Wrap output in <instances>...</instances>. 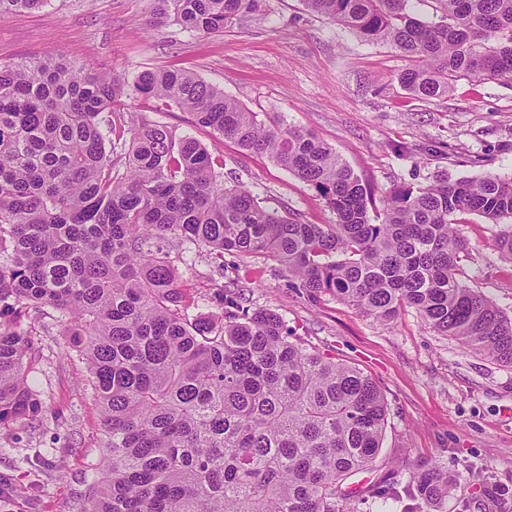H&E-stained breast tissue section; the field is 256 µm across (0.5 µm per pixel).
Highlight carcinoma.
Listing matches in <instances>:
<instances>
[{"mask_svg":"<svg viewBox=\"0 0 512 512\" xmlns=\"http://www.w3.org/2000/svg\"><path fill=\"white\" fill-rule=\"evenodd\" d=\"M47 0H0V18ZM259 0H151L153 15L200 35L224 31ZM416 65L399 80L417 98L457 78L512 83V0H302ZM189 113L215 137L266 156L336 214L309 224L224 183V161L165 124H138L127 100ZM336 150L280 116L268 120L183 69L130 83L56 58L0 64V426L42 421L28 383L33 344L20 320L62 323L85 361L105 437L81 512H388L380 487L343 489L371 470L388 407L371 377L292 338L281 316L243 305L229 286L222 319L192 318L171 261L263 254L312 298L331 293L391 322L405 308L444 336L512 367V318L460 279L467 243L453 216L511 221L495 247L512 258V176L440 177L384 200ZM423 512H443L448 473L408 472Z\"/></svg>","mask_w":512,"mask_h":512,"instance_id":"1","label":"carcinoma"}]
</instances>
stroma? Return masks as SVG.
Masks as SVG:
<instances>
[{"label": "stroma", "mask_w": 512, "mask_h": 512, "mask_svg": "<svg viewBox=\"0 0 512 512\" xmlns=\"http://www.w3.org/2000/svg\"><path fill=\"white\" fill-rule=\"evenodd\" d=\"M149 11L150 0H48L0 19V62L62 53L131 80L159 67L188 70L250 111L282 114L315 133L378 203L440 175H512V84L471 76L447 96L414 98L398 80L409 58L318 17L302 0H261L257 13L206 37L148 24ZM132 107L138 121L197 139L264 205L311 224L335 223L310 186L269 158L216 139L175 107ZM455 227L469 247L462 279L512 316V261L492 247L499 225L461 212ZM173 265L191 317L218 316L213 299L235 282L251 308L274 311L295 336L376 382L389 408L382 451L376 469L350 485L381 482L399 494L393 512H417L408 473L432 463L456 481L448 512H512V367L439 335L414 309L383 323L334 295L308 298L264 255H225L220 274L202 258ZM23 326L34 348L28 380L44 415L35 428L0 429V512H77L89 466L102 454L101 412L85 364L59 329L44 331L35 320Z\"/></svg>", "instance_id": "1"}]
</instances>
